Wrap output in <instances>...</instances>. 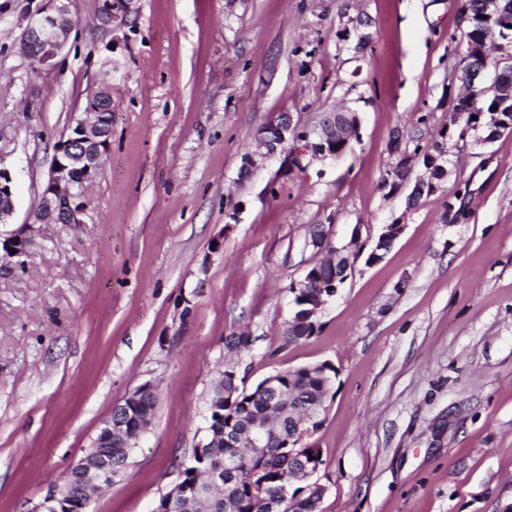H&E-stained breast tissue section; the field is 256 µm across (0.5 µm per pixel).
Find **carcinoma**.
Masks as SVG:
<instances>
[{"mask_svg": "<svg viewBox=\"0 0 512 512\" xmlns=\"http://www.w3.org/2000/svg\"><path fill=\"white\" fill-rule=\"evenodd\" d=\"M479 0H467L466 8L472 17L467 38L490 28L479 16ZM443 147L423 154L424 166L434 165L435 180L448 175ZM335 267L314 264L307 268L302 281L304 287L290 288L294 294V311L284 333V345L305 340L317 331L316 318L309 316L317 299V284L330 280ZM274 387L261 389L256 384L248 389L239 379L235 367L228 364L217 371L207 400V434L204 447L192 449L189 465L181 470L175 487L181 497L171 507L161 497L155 512H270L268 501L280 493L277 512H319L322 496H311L299 485L303 477L294 475L302 459H314L323 464L321 450L305 441L296 448L288 440L297 432L310 433L321 425L322 418L315 411L327 401L336 380V369L329 362L277 371L273 374ZM156 393L146 391L138 395L126 421V434H115L112 443L103 445L100 452L87 459L94 470L103 469L104 459L112 458V472L124 470L129 464L132 449L126 439L139 425L148 424ZM260 426L266 427L267 447H250V436ZM236 443L232 447L224 442ZM298 485L291 484V481Z\"/></svg>", "mask_w": 512, "mask_h": 512, "instance_id": "carcinoma-1", "label": "carcinoma"}]
</instances>
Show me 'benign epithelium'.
Listing matches in <instances>:
<instances>
[{
    "label": "benign epithelium",
    "instance_id": "obj_1",
    "mask_svg": "<svg viewBox=\"0 0 512 512\" xmlns=\"http://www.w3.org/2000/svg\"><path fill=\"white\" fill-rule=\"evenodd\" d=\"M128 0H99L97 20L100 26L113 31L125 23ZM73 12L72 0H41L36 11L27 16L20 43L28 57L39 67L55 64L61 54L69 27L65 20ZM482 16L497 27L502 36L498 43L499 54L490 55L480 37L470 41L464 60L463 80L471 96L463 107L453 109L456 119L472 112L480 117L486 112L481 100L486 80L492 81L500 97L497 109L490 113L486 140L501 133L494 127L504 106L512 101V11L501 6V0H483ZM95 111L82 112L73 119L68 136L55 147L53 166L43 185L37 202L26 221L10 234L0 236V251L27 252L42 224H81L87 209L86 189L99 176L101 160L111 147V132L106 123L112 122V72H103L99 83ZM359 122L352 121L346 112H326L319 122L320 131L313 142H301L298 130L288 112L263 128L258 146L267 155L290 149L301 157H338L342 155L353 137L357 135ZM15 213V192L10 170L0 159V224L11 223Z\"/></svg>",
    "mask_w": 512,
    "mask_h": 512
}]
</instances>
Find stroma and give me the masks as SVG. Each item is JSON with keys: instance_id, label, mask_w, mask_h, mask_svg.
<instances>
[{"instance_id": "1", "label": "stroma", "mask_w": 512, "mask_h": 512, "mask_svg": "<svg viewBox=\"0 0 512 512\" xmlns=\"http://www.w3.org/2000/svg\"><path fill=\"white\" fill-rule=\"evenodd\" d=\"M39 0H0V156L11 232L54 146L112 64V137L79 224L43 227L0 258V512H36L113 407L144 383L148 432L90 512H153L204 435L227 336L246 387L278 370L337 371L309 441L321 512L512 507V132L450 130L467 48L464 0H132L115 32L97 0L54 66L20 48ZM345 107L336 159L262 156L288 112L314 133ZM402 146L442 142L447 178L416 205L382 180ZM404 226L382 260V229ZM361 254L317 332L284 346L289 291L317 254L310 225ZM221 249H213V242ZM15 192L10 170L0 158V224H12L15 213Z\"/></svg>"}]
</instances>
